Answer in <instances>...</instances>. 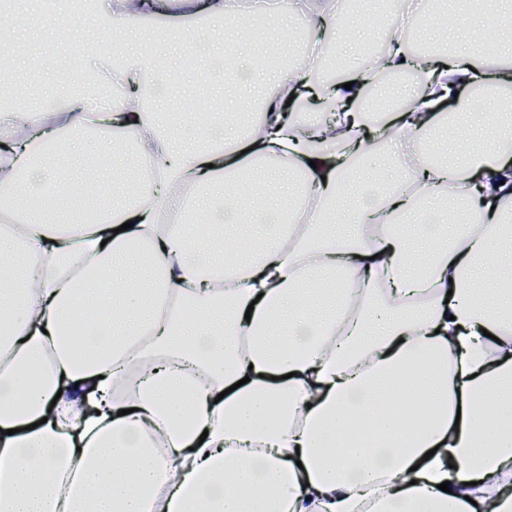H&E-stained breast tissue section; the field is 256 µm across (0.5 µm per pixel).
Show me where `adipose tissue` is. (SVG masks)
Segmentation results:
<instances>
[{
	"label": "adipose tissue",
	"mask_w": 512,
	"mask_h": 512,
	"mask_svg": "<svg viewBox=\"0 0 512 512\" xmlns=\"http://www.w3.org/2000/svg\"><path fill=\"white\" fill-rule=\"evenodd\" d=\"M205 16L165 38L219 60L220 82L237 24L227 0ZM489 19L512 32V0L414 17L456 47L421 67L392 43L385 68L427 85L377 120L372 69L322 97L324 126L286 106L310 73L249 62L236 81L260 93L262 136L212 122L181 141L186 102L173 120L154 104L176 67L130 31L109 78L61 48L74 86L51 122L0 105L1 125L34 127L0 147L15 185L0 263L42 260L0 280V512H512V112L475 115L471 93L512 87L478 63ZM310 24L337 54L360 43L330 7ZM115 85L139 108L88 120ZM110 122L135 128L151 203L126 188L88 205L90 181L52 155L61 129L87 159L111 154ZM404 144L431 160L388 167ZM247 169L249 206H228L226 174Z\"/></svg>",
	"instance_id": "obj_1"
}]
</instances>
